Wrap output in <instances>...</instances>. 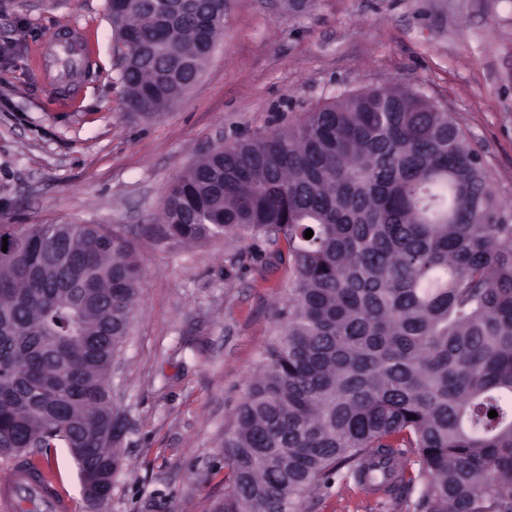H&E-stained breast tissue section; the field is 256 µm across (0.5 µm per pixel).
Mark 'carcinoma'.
<instances>
[{"label": "carcinoma", "mask_w": 512, "mask_h": 512, "mask_svg": "<svg viewBox=\"0 0 512 512\" xmlns=\"http://www.w3.org/2000/svg\"><path fill=\"white\" fill-rule=\"evenodd\" d=\"M176 2L112 4L139 118L185 93L224 31L227 0ZM423 95L344 93L216 150L143 228L287 245L277 338L224 430L214 512H303L333 476L388 493L418 481L415 512H512V210L455 113ZM2 237L22 246L0 255V460L38 468L35 437L80 468H120L127 418L105 384L142 276L131 244L95 224H0Z\"/></svg>", "instance_id": "obj_1"}]
</instances>
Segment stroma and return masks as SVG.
Wrapping results in <instances>:
<instances>
[{
	"mask_svg": "<svg viewBox=\"0 0 512 512\" xmlns=\"http://www.w3.org/2000/svg\"><path fill=\"white\" fill-rule=\"evenodd\" d=\"M228 0L224 33L164 114H128L108 0H0V224H100L142 268L112 377L127 417L105 512H212L224 430L275 335L285 242L144 241L177 176L216 149L295 123L335 96L411 85L456 112L512 208V0ZM77 41L90 70L51 82L49 40ZM51 480L88 512L78 466L50 451ZM419 486L378 497L334 480L304 512H414Z\"/></svg>",
	"mask_w": 512,
	"mask_h": 512,
	"instance_id": "stroma-1",
	"label": "stroma"
}]
</instances>
